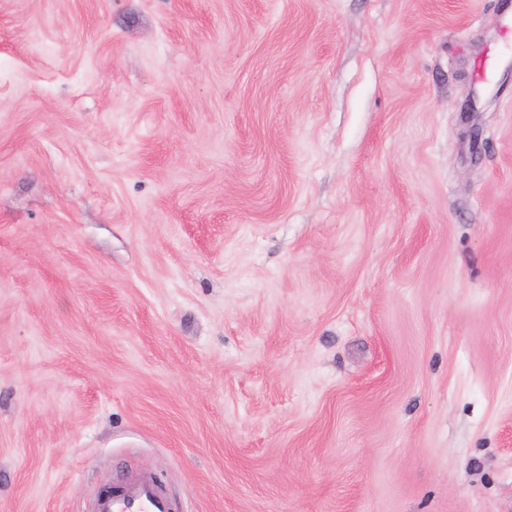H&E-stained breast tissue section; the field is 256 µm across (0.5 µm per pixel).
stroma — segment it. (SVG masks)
<instances>
[{
	"mask_svg": "<svg viewBox=\"0 0 512 512\" xmlns=\"http://www.w3.org/2000/svg\"><path fill=\"white\" fill-rule=\"evenodd\" d=\"M140 470L512 512V0H0V512Z\"/></svg>",
	"mask_w": 512,
	"mask_h": 512,
	"instance_id": "stroma-1",
	"label": "stroma"
}]
</instances>
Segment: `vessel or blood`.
<instances>
[{"label":"vessel or blood","instance_id":"obj_1","mask_svg":"<svg viewBox=\"0 0 512 512\" xmlns=\"http://www.w3.org/2000/svg\"><path fill=\"white\" fill-rule=\"evenodd\" d=\"M89 512H173V506L156 478L142 471L98 494Z\"/></svg>","mask_w":512,"mask_h":512}]
</instances>
